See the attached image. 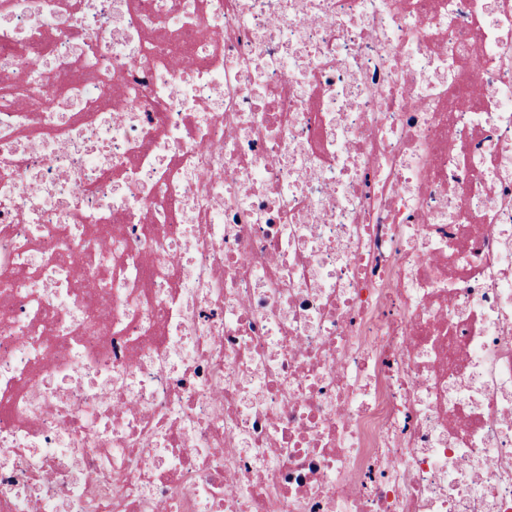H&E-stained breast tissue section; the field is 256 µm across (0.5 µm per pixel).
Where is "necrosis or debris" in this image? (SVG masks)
<instances>
[{
    "label": "necrosis or debris",
    "mask_w": 512,
    "mask_h": 512,
    "mask_svg": "<svg viewBox=\"0 0 512 512\" xmlns=\"http://www.w3.org/2000/svg\"><path fill=\"white\" fill-rule=\"evenodd\" d=\"M0 512H512V0H0Z\"/></svg>",
    "instance_id": "4bbe7bcc"
}]
</instances>
